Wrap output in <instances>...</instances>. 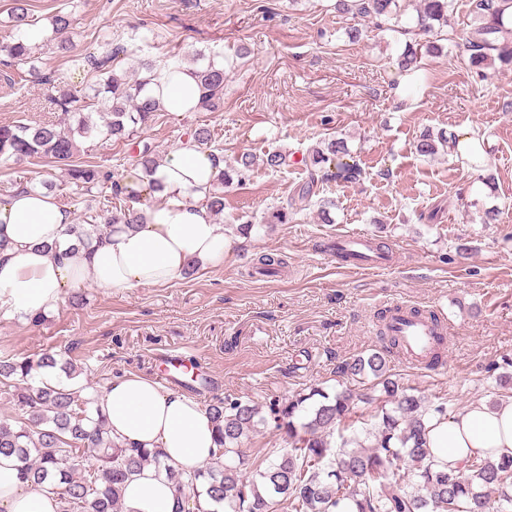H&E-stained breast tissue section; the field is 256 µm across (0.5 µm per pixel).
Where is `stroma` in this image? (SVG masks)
<instances>
[{"mask_svg":"<svg viewBox=\"0 0 512 512\" xmlns=\"http://www.w3.org/2000/svg\"><path fill=\"white\" fill-rule=\"evenodd\" d=\"M36 28L61 7L72 9V52L96 46L110 25L127 55L118 70L136 73L140 61L195 52L224 58V103L216 112H161L137 128L133 141L78 140L77 161L127 172L133 142L166 157L194 129L208 128L232 170L242 153L283 151L291 165H255L244 180L224 186L216 216L232 244L224 264L198 269L167 288L106 291L78 287L80 304L63 298L40 320L0 314V358L43 353L72 362V383L103 389L112 378L140 373L159 378V359L182 356L206 373L188 390L200 404L227 395L258 403L311 384L348 385L336 372L342 359L378 345L376 315L405 303L441 310L453 333L440 368L427 371L393 359L390 371L432 402L457 415L471 402L495 401L493 363L512 358V65L482 77L461 34L471 0H456L442 33L440 56L399 75L394 62L418 39L415 11L397 26L342 15L335 0H29ZM359 39H349L350 28ZM42 73L87 91L96 77L74 68L59 50H44ZM21 67L0 52V125L63 122L46 85L20 80ZM470 136L480 147L472 164L455 154L420 156L424 130ZM344 139L364 169L355 183L311 179L307 150ZM493 174L495 193L480 175ZM50 179L77 224H100L97 202L79 194L62 170L44 159L0 168V199L20 181ZM311 187L302 196L303 187ZM287 207L284 224L269 213ZM497 207L499 220L480 221ZM251 223L247 238L239 227ZM361 231L381 236L392 259L380 268L343 264L328 251L332 238ZM466 255H458V248ZM288 258L286 272L259 276V253Z\"/></svg>","mask_w":512,"mask_h":512,"instance_id":"stroma-1","label":"stroma"}]
</instances>
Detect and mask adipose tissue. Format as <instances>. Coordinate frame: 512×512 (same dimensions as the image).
I'll use <instances>...</instances> for the list:
<instances>
[{
    "label": "adipose tissue",
    "mask_w": 512,
    "mask_h": 512,
    "mask_svg": "<svg viewBox=\"0 0 512 512\" xmlns=\"http://www.w3.org/2000/svg\"><path fill=\"white\" fill-rule=\"evenodd\" d=\"M167 112L193 111L201 88L193 68L178 66L152 78L145 89ZM218 169L208 151L182 141L145 176L131 169L132 189L158 182L144 206V221L133 228L116 226L90 255L63 258L72 218L49 192L19 190L0 200V312L32 316L57 307L72 288L89 283L106 290L152 286L165 288L182 278L189 263L202 268L223 265L229 241L223 225L211 217L205 199ZM97 406L108 421L113 441L159 448L168 463L193 470L217 451L208 412L184 394L163 389L135 373L113 378ZM428 445L438 460L455 464L475 450L499 457L512 454V400L492 408L473 402L447 420L430 419ZM126 512H174L176 490L154 468H144L126 484ZM58 500L47 489L24 483L14 458L0 455V512H57Z\"/></svg>",
    "instance_id": "adipose-tissue-1"
}]
</instances>
